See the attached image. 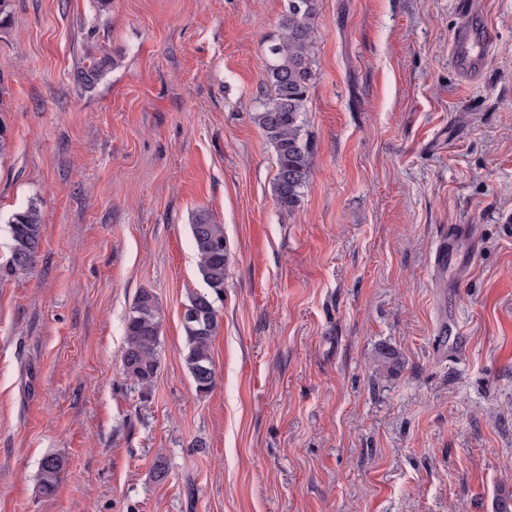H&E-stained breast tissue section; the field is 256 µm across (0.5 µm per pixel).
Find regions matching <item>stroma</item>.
<instances>
[{
	"label": "stroma",
	"instance_id": "35a3bbf8",
	"mask_svg": "<svg viewBox=\"0 0 512 512\" xmlns=\"http://www.w3.org/2000/svg\"><path fill=\"white\" fill-rule=\"evenodd\" d=\"M285 6L8 0L0 512L512 500V0H320L304 114L314 167L290 213L253 121ZM467 14L495 36L473 75L450 61ZM89 55L114 64L84 90ZM31 204L36 265L3 273L6 225ZM202 210L232 254L204 394L182 324L204 288L190 230ZM449 240L459 264L441 270ZM143 290L162 320L148 391L121 360ZM384 348L400 370L379 367ZM49 453L65 468L46 495Z\"/></svg>",
	"mask_w": 512,
	"mask_h": 512
}]
</instances>
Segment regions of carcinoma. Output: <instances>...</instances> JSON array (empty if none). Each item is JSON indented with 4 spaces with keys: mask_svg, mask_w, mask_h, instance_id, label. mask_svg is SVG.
Segmentation results:
<instances>
[{
    "mask_svg": "<svg viewBox=\"0 0 512 512\" xmlns=\"http://www.w3.org/2000/svg\"><path fill=\"white\" fill-rule=\"evenodd\" d=\"M318 0H287L279 22L278 39L268 47L265 86L270 89L253 120L272 145L277 170L273 193L279 208L293 212L313 168V152L304 129V112L314 77L310 50L318 15ZM108 62L86 56L77 72L79 84L90 89L100 80ZM42 218L31 204L16 212L7 224L9 260L7 273L16 275L33 268L41 240ZM197 253V270L205 289L192 292L184 304L183 327L186 367L196 391L206 393L215 385L211 345L218 329L216 303L223 298L224 277L231 251L224 227L200 212L191 224ZM161 328L155 295L141 291L128 315L122 356L123 375L143 388L151 387L160 367L157 346ZM64 470L63 458L48 454L39 466L40 488L52 493Z\"/></svg>",
    "mask_w": 512,
    "mask_h": 512,
    "instance_id": "1",
    "label": "carcinoma"
}]
</instances>
